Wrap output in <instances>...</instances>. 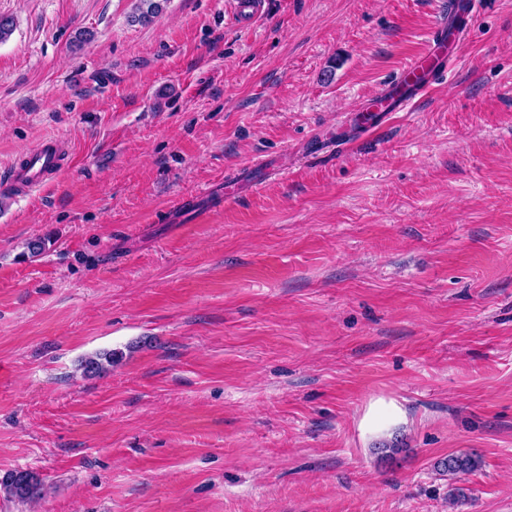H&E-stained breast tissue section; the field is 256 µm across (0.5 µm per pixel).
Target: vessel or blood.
Masks as SVG:
<instances>
[{"label":"vessel or blood","instance_id":"b4317fda","mask_svg":"<svg viewBox=\"0 0 512 512\" xmlns=\"http://www.w3.org/2000/svg\"><path fill=\"white\" fill-rule=\"evenodd\" d=\"M465 40L466 35L462 32L449 35L447 18H439L427 33L421 49L410 58L395 81L385 85L376 95L377 105L371 116L374 126L386 125L391 113L412 111L432 91L437 79L457 61L458 48ZM70 164L68 143L60 137H48L20 154L1 182L19 192H30L46 185ZM260 169V164L255 163L244 167L240 178L225 179L221 190L225 200H233L242 182L255 181Z\"/></svg>","mask_w":512,"mask_h":512}]
</instances>
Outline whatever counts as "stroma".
Instances as JSON below:
<instances>
[{
  "label": "stroma",
  "mask_w": 512,
  "mask_h": 512,
  "mask_svg": "<svg viewBox=\"0 0 512 512\" xmlns=\"http://www.w3.org/2000/svg\"><path fill=\"white\" fill-rule=\"evenodd\" d=\"M261 2L240 29L230 0H0V174L73 157L0 192V475L43 484L0 512H512V0L371 132L448 0ZM71 159L69 145L63 138H44L16 158L2 185L20 193L31 192L69 168ZM262 168L261 163H254L244 167L239 176L242 178L238 181L236 177L224 178V187L220 189L221 196H224V202L233 200L235 193L241 189V184L244 181L254 182L258 178V173ZM116 352L107 351L89 356L81 361L80 369L86 377L99 376L108 372L116 362ZM481 466V460L472 453H461L441 459L434 464L436 471L448 475H465L477 470Z\"/></svg>",
  "instance_id": "1"
}]
</instances>
